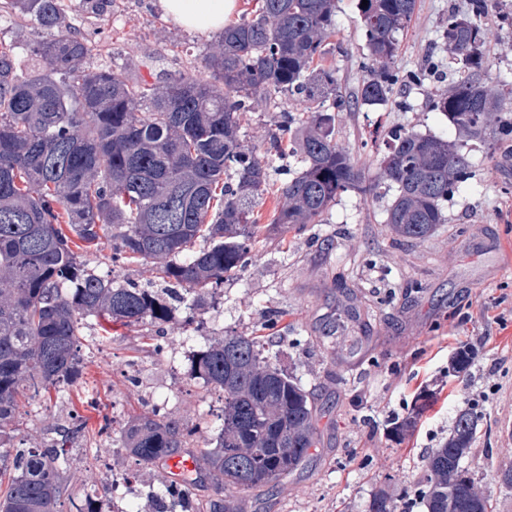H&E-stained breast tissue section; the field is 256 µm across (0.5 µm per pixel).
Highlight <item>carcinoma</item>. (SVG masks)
Returning a JSON list of instances; mask_svg holds the SVG:
<instances>
[{
  "mask_svg": "<svg viewBox=\"0 0 512 512\" xmlns=\"http://www.w3.org/2000/svg\"><path fill=\"white\" fill-rule=\"evenodd\" d=\"M485 3L448 13L442 39L465 76L432 106L461 137L494 135L493 147L512 138V118L487 75ZM416 7L367 0L360 8L368 77L350 100L336 70L321 64L336 0H258L206 57L212 81L155 83L90 66L91 40L63 0H0L18 25L53 33L32 44L37 64L26 69L15 46L0 42V512H60L68 448L86 421L73 413L45 447L12 456L13 425L20 407L73 382L87 318L104 333L107 323L160 326L180 313L191 326L224 279L252 262L268 225L317 224L348 192L396 190L386 224L399 239L424 240L444 222L442 203L470 177L458 140L394 129L369 178L336 139V110L384 105L403 82L394 59ZM111 10L112 0H78L87 19ZM277 94L307 104L305 116L285 112L263 144L248 141L242 115ZM272 154L296 156L300 168L276 187L266 225L256 206L273 186ZM75 238L86 252L110 240L112 265L149 262L165 288L96 273L72 249ZM475 358L472 348L459 351L455 369L469 372ZM194 375L224 394L215 446L201 453L196 478L168 481L155 495L173 498L171 512H243L236 494L273 489L320 444L312 397L257 337L234 331L197 354ZM195 433L155 411L118 430L143 467L186 453ZM476 434V416L460 410L426 456L418 489L426 512H488L484 490L461 467ZM204 485L213 493L200 495ZM368 512H397L392 490L375 492Z\"/></svg>",
  "mask_w": 512,
  "mask_h": 512,
  "instance_id": "carcinoma-1",
  "label": "carcinoma"
}]
</instances>
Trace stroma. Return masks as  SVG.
Returning <instances> with one entry per match:
<instances>
[{
	"label": "stroma",
	"mask_w": 512,
	"mask_h": 512,
	"mask_svg": "<svg viewBox=\"0 0 512 512\" xmlns=\"http://www.w3.org/2000/svg\"><path fill=\"white\" fill-rule=\"evenodd\" d=\"M358 0H339L336 33L323 59L335 69L343 95L355 96L367 76ZM468 0H418L395 59L404 70L442 62V74L423 85L396 89L387 106L336 114V137L368 173L387 146L389 129L405 126L424 135L454 136L431 97L448 89L460 72L440 37L449 12H465ZM490 39L482 52L490 78L512 89V0H486ZM93 43L91 66L130 69L154 80L182 73L201 80L216 33L187 30L167 18L158 0H113L105 17L86 24ZM465 152L471 177L443 205L444 224L423 241L394 240L385 222L393 191L372 198H337L322 223L287 231L270 226L277 206L267 194L259 213L269 229L255 259L225 279L224 289L202 312L193 331L175 316L164 336L147 321L117 323L111 336L88 337L83 375L51 392L16 421L19 448L44 447L57 428L79 412L88 433L68 450L70 500L63 512H165V499L149 487L166 480L163 467L136 469L124 448L91 437L102 417L115 426L168 403L170 415L197 428L195 452L208 449L221 402L201 381L191 380L192 356L220 343L225 332L259 337L277 366L295 374L316 405L321 445L304 468L288 475L271 495L247 499L246 512H367L372 495L391 488L412 500L426 472L424 459L449 433L456 412L478 417L473 451L461 465L483 488L490 512H512V492L499 476L512 467V150H489L479 140ZM111 248L85 254L90 268L114 280L155 282L152 264L112 267ZM354 300L359 320L339 316ZM479 356L469 373L455 374L450 361L460 345ZM429 404L405 440L390 437L392 420L404 418L419 396ZM101 399L100 408L89 405ZM111 469L139 470L134 491L122 501L94 491L96 452Z\"/></svg>",
	"instance_id": "1"
}]
</instances>
